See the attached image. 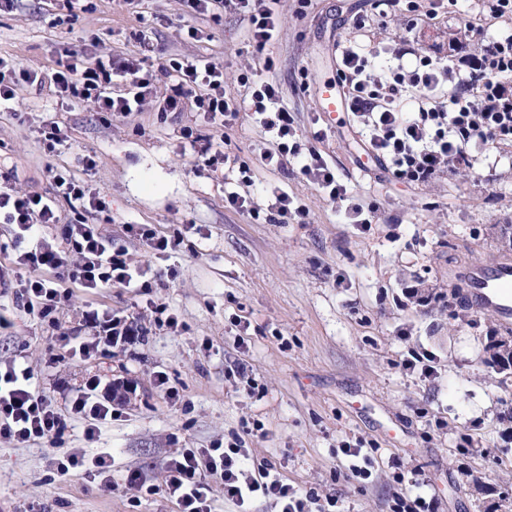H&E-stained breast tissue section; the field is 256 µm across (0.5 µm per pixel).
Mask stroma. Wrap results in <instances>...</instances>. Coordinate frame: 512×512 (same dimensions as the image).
<instances>
[{
  "mask_svg": "<svg viewBox=\"0 0 512 512\" xmlns=\"http://www.w3.org/2000/svg\"><path fill=\"white\" fill-rule=\"evenodd\" d=\"M374 2L312 0L303 10L298 0H280L276 67L267 74L302 143L335 164L354 202L373 207L366 230L347 223L343 204L305 177L259 168L267 142L245 116L214 137L255 166L259 181L303 205L305 223H276L263 195L253 198L258 216L225 208L223 173L194 174L181 153L193 110L164 115L149 96L140 112L105 118L90 103L63 108L49 88L24 84L14 111L0 112V177L40 194L52 190V167L92 181L110 202L99 229L157 283L148 298L119 287L94 295L73 288L54 330L17 304L16 266L0 252V309L14 321L0 335V365L25 363L36 390L61 410L97 378L95 400L114 409L91 436L85 419L70 420L63 451L84 464L66 476L42 445L0 438V512H178L163 491L167 463L183 449L237 437L251 460L271 464L285 483L334 497L333 512H391L398 471L434 498L435 512H512V378L486 365L501 324L495 314L443 301L449 260L491 265L512 256V152L405 184L367 157L344 114L323 134L314 123L315 88L335 80L336 46L352 38L354 17L368 18L375 40L406 38L438 57L470 27L486 39L512 34V17L475 5L465 14L455 6L434 12L431 0H418L411 31L400 12L379 22ZM189 26L197 39L183 35ZM247 27L237 9L192 15L182 0H19L0 13V56L46 73L73 51L132 56L154 70L170 58L202 56L223 68L225 89L241 98L242 78L260 71ZM142 30L148 43L137 38ZM52 121L70 139L50 152L39 129ZM88 155L96 161L90 171ZM130 224L184 243L152 254L127 232ZM417 280L437 301L406 297ZM156 303L176 315L178 329L155 324ZM90 305L138 317L143 335L90 358L72 355L60 335L80 327ZM423 352L434 358L430 376L403 369L404 359ZM162 374L179 400L158 387ZM466 436L475 449L463 454ZM345 442L374 459L368 480L346 481ZM104 452L112 455L106 481L94 465ZM132 471L142 488L127 485Z\"/></svg>",
  "mask_w": 512,
  "mask_h": 512,
  "instance_id": "obj_1",
  "label": "stroma"
}]
</instances>
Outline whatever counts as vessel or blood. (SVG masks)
<instances>
[{
	"instance_id": "vessel-or-blood-1",
	"label": "vessel or blood",
	"mask_w": 512,
	"mask_h": 512,
	"mask_svg": "<svg viewBox=\"0 0 512 512\" xmlns=\"http://www.w3.org/2000/svg\"><path fill=\"white\" fill-rule=\"evenodd\" d=\"M320 110L327 120L345 111V100L335 83L318 89ZM449 282L461 289L466 303L477 312H494L504 326L512 325V258L504 257L493 265L461 264L448 270Z\"/></svg>"
}]
</instances>
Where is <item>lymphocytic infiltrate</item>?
I'll list each match as a JSON object with an SVG mask.
<instances>
[{
	"label": "lymphocytic infiltrate",
	"instance_id": "lymphocytic-infiltrate-1",
	"mask_svg": "<svg viewBox=\"0 0 512 512\" xmlns=\"http://www.w3.org/2000/svg\"><path fill=\"white\" fill-rule=\"evenodd\" d=\"M192 13H208L235 5L247 15L252 46L264 70L274 60L266 49L279 32L280 0H183ZM169 79L158 87V75ZM336 80L345 86L347 118L365 140L367 151L383 161L392 175L413 184L427 183L447 170L472 168L478 154L512 146V35L479 43L477 54L457 53L434 58L410 53L401 45L340 46ZM50 83L60 104L92 103L99 112L128 116L145 96L157 95L165 113L186 108L201 112L212 125L226 127L248 114L272 143L259 162L270 170L295 167L330 201L346 200V185L333 164L315 147L302 146L295 118L282 102L279 87L269 81L252 82L245 100L227 92L224 71L204 58H172L160 73L145 69L141 60L119 55L89 57L77 52L59 61L50 78L18 67L0 57V106L13 102L20 83ZM182 151L194 159L196 171H217L230 157L222 143L187 126L181 130ZM53 192L26 193L10 180L0 181V220L15 225L11 248L18 265L54 271L51 279L21 281L18 295L29 313L44 324L57 326L70 298L69 284L96 293L112 286L134 289L146 296L154 283L135 267L125 251L99 232L94 216L105 212L101 191L85 180L55 170ZM66 202L73 218L61 223L59 202ZM60 224V240L52 242L45 227ZM96 338L75 345L90 357L100 344L116 346L143 335L135 319L92 308L83 317ZM66 415L51 399L33 388L24 364L0 370V438L19 444L63 447ZM267 464L250 466L241 439L224 447L187 448L166 467L164 491L179 512H212L208 480L216 478L226 500L236 503L263 497L280 504L281 512H309L317 492L301 491L272 476Z\"/></svg>",
	"mask_w": 512,
	"mask_h": 512
}]
</instances>
